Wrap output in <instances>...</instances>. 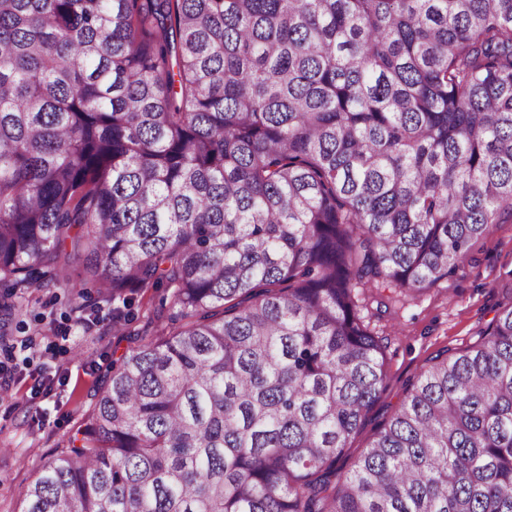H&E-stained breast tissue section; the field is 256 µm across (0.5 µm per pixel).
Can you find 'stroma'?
I'll return each instance as SVG.
<instances>
[{"mask_svg": "<svg viewBox=\"0 0 512 512\" xmlns=\"http://www.w3.org/2000/svg\"><path fill=\"white\" fill-rule=\"evenodd\" d=\"M362 314L386 355L383 389L339 461L348 472L371 437L405 399L411 382L439 354L479 341L512 301V222L475 240L460 269L434 286L406 293L359 287ZM16 303L0 319V512H23L24 492L76 428L113 356L128 337L112 332V305L98 280L75 269L48 287L0 286Z\"/></svg>", "mask_w": 512, "mask_h": 512, "instance_id": "obj_1", "label": "stroma"}]
</instances>
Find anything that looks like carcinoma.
<instances>
[{"label":"carcinoma","instance_id":"carcinoma-1","mask_svg":"<svg viewBox=\"0 0 512 512\" xmlns=\"http://www.w3.org/2000/svg\"><path fill=\"white\" fill-rule=\"evenodd\" d=\"M508 221L512 0H0V280L172 309L23 512H512V304L336 469L386 376L355 289Z\"/></svg>","mask_w":512,"mask_h":512}]
</instances>
